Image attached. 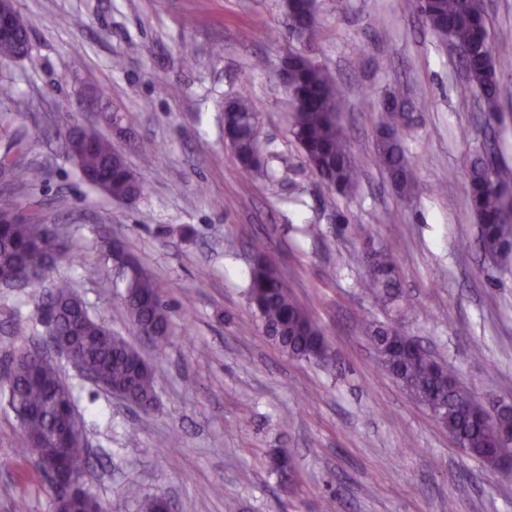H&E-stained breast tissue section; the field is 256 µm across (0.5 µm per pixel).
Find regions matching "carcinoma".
<instances>
[{
    "label": "carcinoma",
    "mask_w": 512,
    "mask_h": 512,
    "mask_svg": "<svg viewBox=\"0 0 512 512\" xmlns=\"http://www.w3.org/2000/svg\"><path fill=\"white\" fill-rule=\"evenodd\" d=\"M408 11L441 42L448 41L472 48L488 44V56L465 55L460 58L468 80L480 97L481 111L500 112L502 89L494 69L495 54L512 52L508 44L496 45L489 29L487 15L472 0H405ZM288 34L299 41L316 35L319 29L312 0H286ZM292 85L296 104L292 112V128L308 162L309 169L321 182L345 195L354 189L363 172L372 166L385 169L400 196H412L413 168L407 147L393 121L397 98H384L382 111L390 122L382 124L373 149L355 155L338 120L342 97L336 78L325 67L297 54L291 60ZM231 149L241 166L249 173L264 175V165L257 156L256 115L242 96L225 113ZM68 127L64 138L69 157L82 178L104 195L132 202L138 199L143 185L127 167L112 143L97 132ZM21 147L14 139L5 147L0 163L11 169L16 190L15 204L26 203L29 190L42 177L37 168L14 166L11 153ZM471 210L478 222L479 242L488 255L505 257L512 249V208L507 197L512 192V169L498 166L494 178L486 176L480 165L471 167L466 185ZM117 248L128 259V272L120 277L121 307L138 330L150 331L160 341L170 333V309L156 281L139 264L122 242ZM61 258L76 260V255L61 233H52L37 217L18 222L0 221V280L16 272H34L40 276ZM396 260L383 251L371 264V291L384 306H394ZM249 300L261 321L264 332L282 350L305 360L325 359L323 330L313 316L295 299L281 278L274 261L265 255L252 265L249 274ZM52 303L60 311L58 336L71 344V356L88 373L98 376L102 389L125 396L150 410L156 404L158 376L156 370L126 339L115 334L94 318L79 296L74 284L60 280L45 293L41 304ZM368 335L386 370L396 378L416 403L431 409L439 401L448 406V419L443 425L463 450L479 460L498 480L512 481V448H504L500 430L512 424V410L491 411L466 389L450 387L447 379L455 372L447 366L434 371L435 359L428 351L413 358L394 346L399 329L393 325L368 326ZM9 402L19 413L23 431L21 455L37 467L45 481H50L44 464L60 461L59 474L84 482L90 468V456L83 439L61 452L55 430L67 424H79L73 390L61 377L59 366L48 353L20 350L0 368ZM137 502V512H163L164 499L130 491ZM54 512H107V504L88 489L77 496L53 503Z\"/></svg>",
    "instance_id": "1"
}]
</instances>
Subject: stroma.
I'll list each match as a JSON object with an SVG mask.
<instances>
[{"mask_svg": "<svg viewBox=\"0 0 512 512\" xmlns=\"http://www.w3.org/2000/svg\"><path fill=\"white\" fill-rule=\"evenodd\" d=\"M314 56L344 90L339 120L353 153L372 150L379 105L399 95L413 204L370 168L341 196L310 171L291 132L281 77L284 0H15L29 55L0 61V148L20 138L21 166L44 176L31 210L67 225L81 257L46 280L76 283L90 313L134 345L159 376L156 407L136 408L61 374L84 423L86 486L112 512L126 493L163 495L169 512H512L494 480L378 362L359 320L396 323L486 402L512 404V261L485 259L466 200L474 163L512 167V55L495 58L503 108L486 125L458 58L403 0H316ZM248 95L268 177L242 169L224 141L226 101ZM114 116L102 120V113ZM108 137L145 188L134 203L85 183L59 129ZM151 142V163L139 154ZM121 240L173 306L159 345L121 311L103 239ZM391 251L403 314L368 288L369 254ZM271 257L324 329L329 359L290 357L263 333L247 297L258 255ZM31 289L0 288V360L17 336L45 334ZM483 357L475 361L472 350ZM177 436L175 449L164 440ZM16 413L0 394V512L50 490L20 454ZM294 462L282 484L272 457Z\"/></svg>", "mask_w": 512, "mask_h": 512, "instance_id": "obj_1", "label": "stroma"}]
</instances>
